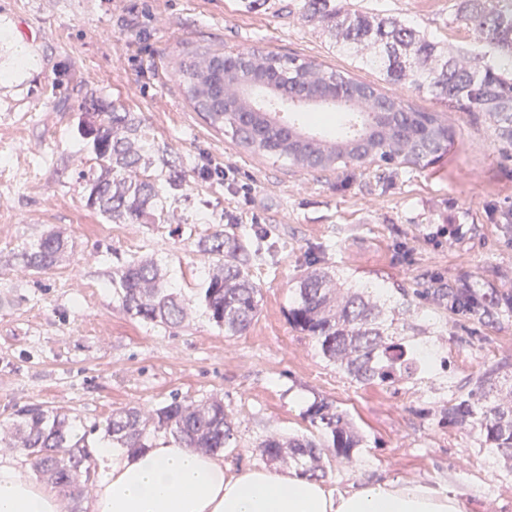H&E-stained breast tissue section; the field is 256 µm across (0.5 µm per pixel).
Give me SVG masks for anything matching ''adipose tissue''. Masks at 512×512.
Segmentation results:
<instances>
[{
	"label": "adipose tissue",
	"mask_w": 512,
	"mask_h": 512,
	"mask_svg": "<svg viewBox=\"0 0 512 512\" xmlns=\"http://www.w3.org/2000/svg\"><path fill=\"white\" fill-rule=\"evenodd\" d=\"M86 512H468L462 496L419 482L375 481L340 491L293 469L226 470L219 454L171 441L142 452L99 447ZM0 512H61L51 487L0 455Z\"/></svg>",
	"instance_id": "adipose-tissue-1"
}]
</instances>
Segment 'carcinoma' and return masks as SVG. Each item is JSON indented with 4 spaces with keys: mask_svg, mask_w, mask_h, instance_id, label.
<instances>
[{
    "mask_svg": "<svg viewBox=\"0 0 512 512\" xmlns=\"http://www.w3.org/2000/svg\"><path fill=\"white\" fill-rule=\"evenodd\" d=\"M302 22L328 38L332 52L351 58L379 79L448 102L465 112H480L497 141L512 146V0H454L450 23L471 34L467 48H450L418 26L368 6L364 0H300ZM253 59L274 87L224 84V104L199 100L195 72L222 51L191 57L181 64L184 98L215 130L252 153L288 161L306 171L340 167H418L447 149L454 130L442 112H425L401 94H387L371 81L314 57L279 55L252 47ZM336 113L340 133L318 140L311 128L322 113ZM78 133L94 155L95 166L79 171L89 192L87 206L114 224H179L178 208L198 176L186 159L172 154L149 133L134 112L85 98ZM240 225L217 230L202 243L208 256L197 294L209 320L227 337L251 326L260 288L250 274V237ZM69 242L50 232L22 249L14 259L34 271H47L67 252ZM119 307L146 323L177 328L188 318L181 293L151 260L133 258L112 274ZM417 296L432 299L482 325L512 320V293L493 288H437ZM411 310L404 298L395 303L382 289L353 281L341 271L315 268L295 282L288 321L310 336L321 357L362 385H398L417 376L431 378L448 369L422 355L439 340L426 331L403 336L399 316ZM444 424L464 427L494 459L499 476L512 480V364L497 363L479 372L465 392L426 409ZM312 435H269L258 444L268 461L288 462L303 474L323 479L324 459L352 463L364 436L346 411L319 399L306 411ZM100 432L112 444L136 453L160 435L186 448L218 454L230 447L234 429L218 397L191 401L174 395L152 410L131 406L113 411L89 428L77 416L41 404L27 405L0 422V447L24 455L38 477L56 489L65 512L77 505L94 481L96 459L89 436Z\"/></svg>",
    "mask_w": 512,
    "mask_h": 512,
    "instance_id": "obj_1",
    "label": "carcinoma"
}]
</instances>
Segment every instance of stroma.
Instances as JSON below:
<instances>
[{"instance_id":"1","label":"stroma","mask_w":512,"mask_h":512,"mask_svg":"<svg viewBox=\"0 0 512 512\" xmlns=\"http://www.w3.org/2000/svg\"><path fill=\"white\" fill-rule=\"evenodd\" d=\"M298 3L247 10L240 0H0V69L16 55L29 59L21 77L0 81V421L42 403L90 426L127 405L217 395L236 424L224 463L237 468L262 464L258 444L270 434L309 433L304 412L322 397L365 437L353 464L332 462L328 486L422 481L461 493L470 512H512V481L497 477L474 434L423 412L447 399L448 386L467 387L478 371L512 362V321L480 325L424 303L415 325L439 336L452 365L436 392L423 381L358 384L288 322L295 281L315 267L391 291L483 282L512 291V242L502 227L512 213V155L488 122L420 97L417 105L447 113L455 132L434 163L297 172L237 147L181 92L180 62L207 48L314 57L366 78L299 20ZM371 4L450 46L470 40L450 22L453 0ZM91 91L139 113L157 141L195 164L229 168L233 183L193 184L180 226L101 217L78 177L90 155L77 114ZM228 216L277 244L253 261L261 307L234 337L209 320L197 295L200 244ZM51 230L68 238L67 260L41 273L17 267L14 253ZM134 257L155 259L181 289L192 307L181 327H155L119 308L107 283ZM468 330L475 339L464 340Z\"/></svg>"}]
</instances>
